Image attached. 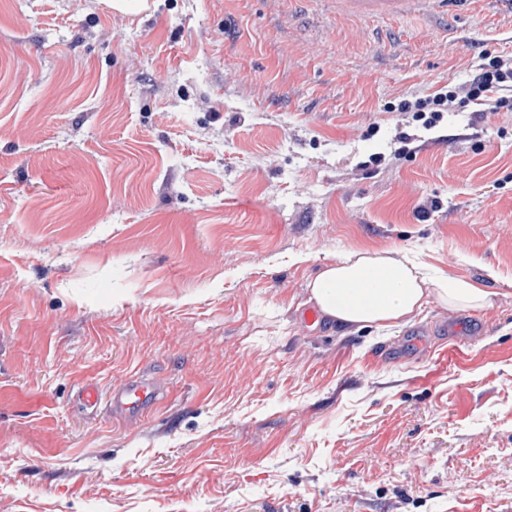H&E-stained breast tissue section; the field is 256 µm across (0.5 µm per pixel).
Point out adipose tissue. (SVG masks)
Listing matches in <instances>:
<instances>
[{"instance_id": "1", "label": "adipose tissue", "mask_w": 512, "mask_h": 512, "mask_svg": "<svg viewBox=\"0 0 512 512\" xmlns=\"http://www.w3.org/2000/svg\"><path fill=\"white\" fill-rule=\"evenodd\" d=\"M309 288L311 301L326 317L350 324H397L433 297L451 308L493 304L492 292L463 279L431 276L412 259L387 251L351 253L326 264Z\"/></svg>"}]
</instances>
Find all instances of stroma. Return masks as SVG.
Wrapping results in <instances>:
<instances>
[{
  "label": "stroma",
  "instance_id": "obj_1",
  "mask_svg": "<svg viewBox=\"0 0 512 512\" xmlns=\"http://www.w3.org/2000/svg\"><path fill=\"white\" fill-rule=\"evenodd\" d=\"M148 4L0 0V512H512V112L402 153L387 109L512 19ZM382 250L495 303L306 323ZM130 376L138 419L77 405Z\"/></svg>",
  "mask_w": 512,
  "mask_h": 512
}]
</instances>
